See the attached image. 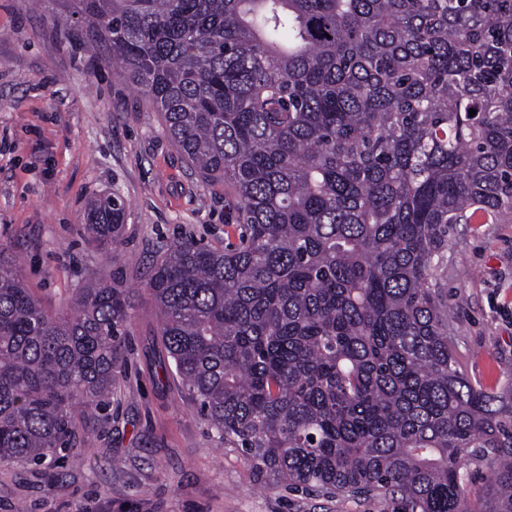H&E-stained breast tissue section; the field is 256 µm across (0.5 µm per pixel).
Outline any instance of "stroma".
I'll use <instances>...</instances> for the list:
<instances>
[{
    "mask_svg": "<svg viewBox=\"0 0 512 512\" xmlns=\"http://www.w3.org/2000/svg\"><path fill=\"white\" fill-rule=\"evenodd\" d=\"M94 37L75 0H0V249L48 311L66 309L104 264L131 300L106 416L78 433L71 460L0 463V512H404L391 496L260 488L242 451L221 445L165 378L150 264L175 241L223 248L237 207L180 155L161 113L86 51ZM103 193L126 203L109 254L84 230ZM445 261L458 370L511 390L512 220L453 225Z\"/></svg>",
    "mask_w": 512,
    "mask_h": 512,
    "instance_id": "35a3bbf8",
    "label": "stroma"
}]
</instances>
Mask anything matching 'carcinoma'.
<instances>
[{
  "label": "carcinoma",
  "mask_w": 512,
  "mask_h": 512,
  "mask_svg": "<svg viewBox=\"0 0 512 512\" xmlns=\"http://www.w3.org/2000/svg\"><path fill=\"white\" fill-rule=\"evenodd\" d=\"M107 61L236 199L238 243L147 284L171 373L266 486L512 512V392L456 368L448 231L512 217V0H77ZM476 110V115L469 110ZM126 206L94 199L107 250ZM127 292L49 314L0 257V463L63 460L110 405ZM489 461L467 503L468 463ZM492 481V470L489 463L483 459L469 462L464 483V494L468 502L476 503L482 499Z\"/></svg>",
  "instance_id": "1"
}]
</instances>
